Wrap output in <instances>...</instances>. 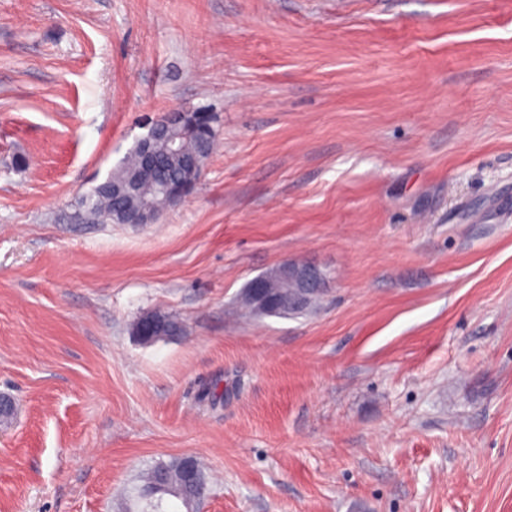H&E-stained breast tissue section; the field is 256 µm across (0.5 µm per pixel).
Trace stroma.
Wrapping results in <instances>:
<instances>
[{
    "label": "stroma",
    "instance_id": "1",
    "mask_svg": "<svg viewBox=\"0 0 512 512\" xmlns=\"http://www.w3.org/2000/svg\"><path fill=\"white\" fill-rule=\"evenodd\" d=\"M177 105L194 194L70 223ZM285 261L320 307L247 313ZM0 394V512L184 455L198 512H512V0H0ZM288 280L297 283L302 298H290L286 303L278 288L282 283H288ZM322 288H325V279L318 265L283 262L266 274L254 278L244 292L257 309L272 313L287 304L290 308L296 307L302 299L317 294ZM180 469L182 481L188 491H196L199 498L204 499L208 490L199 486L198 463L193 456L180 458Z\"/></svg>",
    "mask_w": 512,
    "mask_h": 512
}]
</instances>
